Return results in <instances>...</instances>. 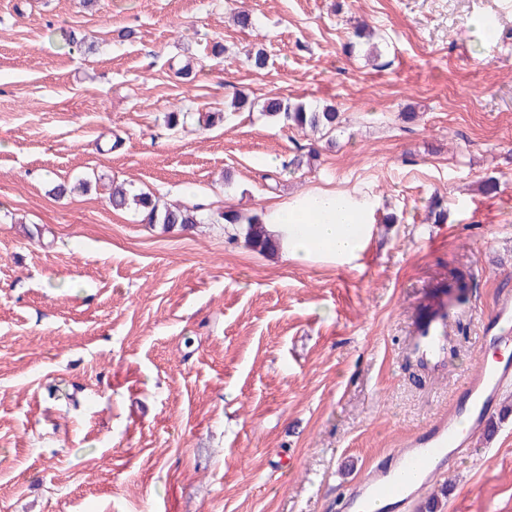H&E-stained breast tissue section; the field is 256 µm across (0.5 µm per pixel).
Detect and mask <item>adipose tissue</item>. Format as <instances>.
Instances as JSON below:
<instances>
[{
    "mask_svg": "<svg viewBox=\"0 0 512 512\" xmlns=\"http://www.w3.org/2000/svg\"><path fill=\"white\" fill-rule=\"evenodd\" d=\"M374 207L349 193L309 191L267 209L265 230L284 260L347 265L372 235Z\"/></svg>",
    "mask_w": 512,
    "mask_h": 512,
    "instance_id": "1",
    "label": "adipose tissue"
}]
</instances>
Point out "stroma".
Masks as SVG:
<instances>
[{
  "mask_svg": "<svg viewBox=\"0 0 512 512\" xmlns=\"http://www.w3.org/2000/svg\"><path fill=\"white\" fill-rule=\"evenodd\" d=\"M239 93L340 124L206 125ZM77 178L87 192L52 194ZM114 181L245 215L353 193L376 200L375 231L352 265L300 264L114 210ZM506 288L512 0H0V512H343L448 409ZM445 309L448 348L422 362ZM427 492L440 512H512V415Z\"/></svg>",
  "mask_w": 512,
  "mask_h": 512,
  "instance_id": "35a3bbf8",
  "label": "stroma"
}]
</instances>
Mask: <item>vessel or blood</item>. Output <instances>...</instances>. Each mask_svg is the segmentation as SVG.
I'll list each match as a JSON object with an SVG mask.
<instances>
[{"label":"vessel or blood","mask_w":512,"mask_h":512,"mask_svg":"<svg viewBox=\"0 0 512 512\" xmlns=\"http://www.w3.org/2000/svg\"><path fill=\"white\" fill-rule=\"evenodd\" d=\"M447 323L448 317L443 314L426 326L417 343L419 354L440 360L447 342ZM480 344L512 345L511 292L497 294ZM511 381L512 359L492 366L480 364L464 380L448 412L440 414L426 431L403 447L392 450L365 475L346 501L348 512L368 498L376 504L374 512H401L415 492L426 490L436 474L474 445L483 420L495 409L504 384Z\"/></svg>","instance_id":"b4317fda"}]
</instances>
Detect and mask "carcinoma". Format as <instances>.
I'll list each match as a JSON object with an SVG mask.
<instances>
[{"label":"carcinoma","instance_id":"1","mask_svg":"<svg viewBox=\"0 0 512 512\" xmlns=\"http://www.w3.org/2000/svg\"><path fill=\"white\" fill-rule=\"evenodd\" d=\"M261 114L269 119L281 121L291 127H305L331 133L339 124V113L332 105L312 108L302 101L292 102L288 99L268 98L260 106ZM109 204L115 210L134 209L143 214L149 224H161L167 228L190 227L195 224H233L236 226L230 238L243 235L245 244L260 253L275 251L264 229L262 216L255 214L245 216L236 211H223L216 215L204 214L194 207L192 209L177 205L161 204L146 193L136 192L123 185L112 187Z\"/></svg>","mask_w":512,"mask_h":512}]
</instances>
